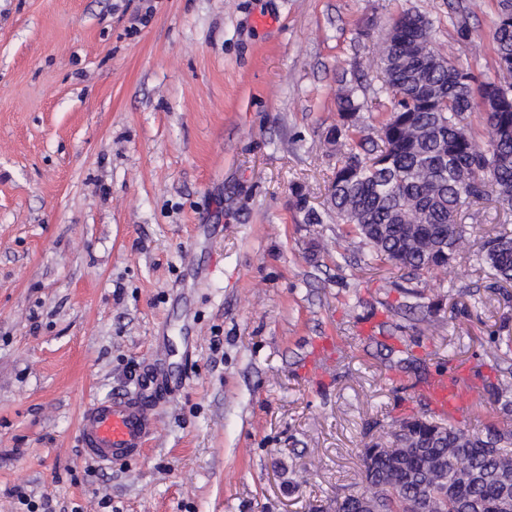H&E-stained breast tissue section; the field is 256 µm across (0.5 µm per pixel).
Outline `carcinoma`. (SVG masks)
<instances>
[{"label":"carcinoma","mask_w":512,"mask_h":512,"mask_svg":"<svg viewBox=\"0 0 512 512\" xmlns=\"http://www.w3.org/2000/svg\"><path fill=\"white\" fill-rule=\"evenodd\" d=\"M495 64L512 78V0H498L491 32ZM433 27L418 11L391 24L381 49L379 97L392 108L379 122L377 138L362 134L363 107L354 90L336 96L343 123L334 143L341 165L328 185L327 204L336 223L369 247V261L413 275L452 261L466 248L458 216L493 196L512 210V81H478L474 72L436 54ZM475 107L485 114L486 144L465 123ZM476 263L495 284L512 282V231L502 226L483 240ZM493 404L512 415V380L490 390ZM388 446L363 448L365 480L378 488L376 512H483L481 501L512 500V430L489 423L473 432L451 418L427 413ZM471 460V476L456 488L425 486L429 474L448 466V454Z\"/></svg>","instance_id":"obj_1"}]
</instances>
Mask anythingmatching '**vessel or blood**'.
Returning a JSON list of instances; mask_svg holds the SVG:
<instances>
[{
  "mask_svg": "<svg viewBox=\"0 0 512 512\" xmlns=\"http://www.w3.org/2000/svg\"><path fill=\"white\" fill-rule=\"evenodd\" d=\"M423 390L437 414L463 407L462 399L454 397L447 379H433ZM162 395L158 376L147 369L139 375L135 391H115L89 405L79 425V442L86 456L102 464L137 458L153 429L155 406Z\"/></svg>",
  "mask_w": 512,
  "mask_h": 512,
  "instance_id": "1",
  "label": "vessel or blood"
}]
</instances>
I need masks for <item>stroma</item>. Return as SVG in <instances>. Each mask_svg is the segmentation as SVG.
<instances>
[{
    "mask_svg": "<svg viewBox=\"0 0 512 512\" xmlns=\"http://www.w3.org/2000/svg\"><path fill=\"white\" fill-rule=\"evenodd\" d=\"M450 2L0 0V512H330L423 410V369L479 374L460 425L507 424L488 336L512 337V286L467 253L364 265L324 206L336 94L374 136L400 13L498 80L497 0L465 37ZM461 222L475 244L512 212ZM151 367L175 386L140 458H85L84 410Z\"/></svg>",
    "mask_w": 512,
    "mask_h": 512,
    "instance_id": "1",
    "label": "stroma"
}]
</instances>
